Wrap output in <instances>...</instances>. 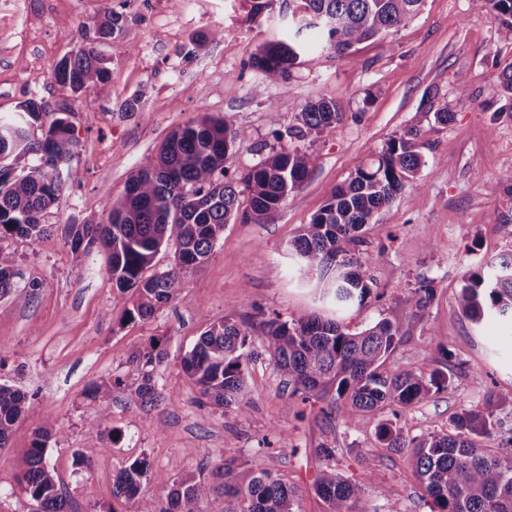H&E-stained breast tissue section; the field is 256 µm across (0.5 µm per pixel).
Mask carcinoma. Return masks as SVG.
<instances>
[{
	"label": "carcinoma",
	"mask_w": 512,
	"mask_h": 512,
	"mask_svg": "<svg viewBox=\"0 0 512 512\" xmlns=\"http://www.w3.org/2000/svg\"><path fill=\"white\" fill-rule=\"evenodd\" d=\"M309 21L277 42L251 55L249 65L275 84H283L289 69L312 47L343 54L370 39L386 36L413 18L425 0H301ZM477 9L496 14L501 36L512 42V0H473ZM124 17L108 13L98 23L101 39L122 35ZM106 59L93 46L62 59L55 80L74 93L87 92L108 79ZM41 107L29 100L18 112L0 116V241L18 237L30 244L53 231L43 222L64 183L65 169L75 154L70 113L54 118L37 137L32 127ZM336 102L322 99L306 104L299 125L288 130L302 142L340 121ZM240 132L226 120L207 113L175 129L130 175L125 195L112 203L98 224H68L65 236L72 250L99 245L108 251L107 271L122 293L136 295L130 319L146 318L170 302L181 285V273L210 259L214 243L226 224H268L288 195L313 170L316 157L298 146L272 151L250 169L227 176V163ZM416 134L389 139L375 159L358 167L305 225L294 241L300 268L306 274L334 271L326 292L338 306L362 303L370 293L367 270L345 244L359 237L375 214L390 206L425 164ZM173 250L175 265L145 275L157 255ZM14 258L0 246V298L12 294ZM435 288L424 285L408 297L418 310L431 305ZM460 312L474 323L496 312L512 317V255L490 268L471 272L456 299ZM402 319L384 318L360 333L312 314L288 323L279 318L262 322V345L284 378L291 395L306 401L329 400L326 417L353 421L361 412L388 408L396 417L413 402L448 386L439 369L422 368L385 374L381 367L400 340ZM258 355L251 327L232 317L205 330L182 357V369L210 405L243 409L250 404L248 364ZM167 357L161 345L134 354L129 364L137 374L130 389L123 378L90 389L102 408L131 392L145 411L159 401L155 371ZM27 396L0 384V448L11 440L17 423L29 411ZM492 398L485 408L464 409L450 420L451 431L409 437L397 423L378 425L376 438L390 453L411 451L415 476L432 500L431 512H512V451L488 447L499 422ZM51 430L39 427L27 449V468L18 487L34 506L33 512H71L67 497L50 473L45 449ZM335 449L321 446L323 462L315 490L326 512H378L371 504L365 478L375 458H359L361 479L344 478L330 467ZM246 482L237 480L233 463L223 461L211 470L212 480L189 475L173 483L149 474L144 459L119 470L112 493L131 503L147 483L160 492L161 512H206L211 496L224 498L225 512H299L294 491L260 460L244 462Z\"/></svg>",
	"instance_id": "carcinoma-1"
}]
</instances>
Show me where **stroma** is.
Segmentation results:
<instances>
[{
  "label": "stroma",
  "instance_id": "35a3bbf8",
  "mask_svg": "<svg viewBox=\"0 0 512 512\" xmlns=\"http://www.w3.org/2000/svg\"><path fill=\"white\" fill-rule=\"evenodd\" d=\"M253 0H0V115L28 100L42 108L35 133L60 112L71 115L77 153L45 221L55 230L37 244L10 238L14 292L0 299V384L29 397L30 413L0 449V512H32L16 478L26 467L35 428L53 436L46 464L73 512H125L112 494L116 473L137 459L177 479L220 460L264 458L295 490L300 512H325L314 491L316 448L336 450L337 474L357 477L358 457L372 454L368 479L379 512H430L413 474L410 453L382 450L376 430L383 409L353 422L326 420L321 403L290 395L268 355L248 366L246 410L216 408L202 399L181 367L202 332L234 316L260 333L277 315L293 321L313 313L356 333L399 316L401 338L382 370L449 371L447 390L408 407L405 433L445 432L462 409L498 400L500 447L512 436V320L471 323L456 306L465 277L512 254V96L497 91L512 63V43L473 0H425L420 14L397 31L344 54L314 52L291 70L286 86L269 83L248 65L255 50L283 39L295 0H275L262 23ZM123 15L122 35L97 38L106 13ZM94 45L109 75L85 94L53 75L79 47ZM373 103H365L366 92ZM455 100L448 124L432 112ZM335 100L341 120L303 146L316 157L310 175L289 194L274 222L228 224L203 266L185 271L176 297L146 319L129 320L133 297L113 287L104 249L73 252L68 224L105 219L125 193L131 172L155 154L180 125L208 113L239 130L230 170L241 173L287 136L301 107ZM134 111H127V104ZM416 131L425 161L417 179L365 226L351 252L372 279L363 305L337 309L318 275H302L293 242L336 186L366 164L388 140ZM432 283L434 303L418 311L410 291ZM158 340L167 352L157 370L163 401L146 412L129 395L101 410L89 392L123 377L128 359ZM100 417V426L89 420Z\"/></svg>",
  "mask_w": 512,
  "mask_h": 512
}]
</instances>
